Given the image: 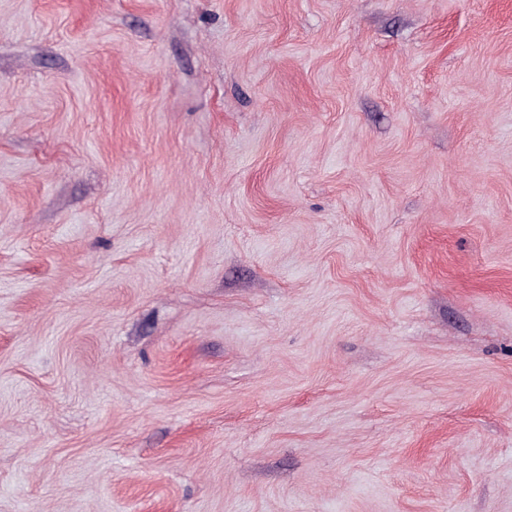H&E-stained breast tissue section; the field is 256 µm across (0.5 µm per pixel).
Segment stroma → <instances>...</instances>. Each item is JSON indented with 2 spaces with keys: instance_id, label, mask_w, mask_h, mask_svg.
<instances>
[{
  "instance_id": "1",
  "label": "stroma",
  "mask_w": 512,
  "mask_h": 512,
  "mask_svg": "<svg viewBox=\"0 0 512 512\" xmlns=\"http://www.w3.org/2000/svg\"><path fill=\"white\" fill-rule=\"evenodd\" d=\"M0 512H512V0H0Z\"/></svg>"
}]
</instances>
